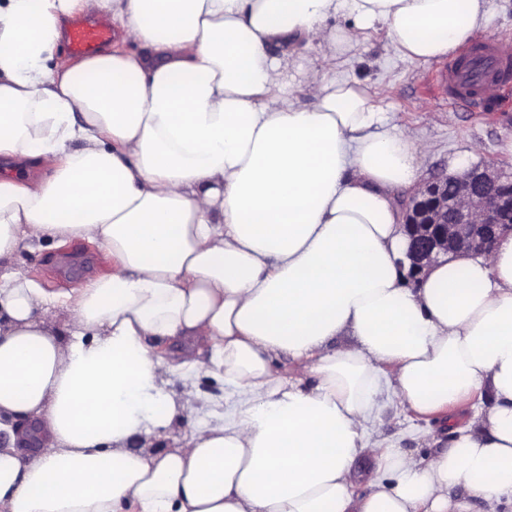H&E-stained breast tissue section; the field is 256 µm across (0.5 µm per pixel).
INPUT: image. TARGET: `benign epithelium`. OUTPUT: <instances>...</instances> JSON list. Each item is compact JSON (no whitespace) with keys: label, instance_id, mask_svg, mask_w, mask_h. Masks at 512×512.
<instances>
[{"label":"benign epithelium","instance_id":"1","mask_svg":"<svg viewBox=\"0 0 512 512\" xmlns=\"http://www.w3.org/2000/svg\"><path fill=\"white\" fill-rule=\"evenodd\" d=\"M404 227L414 279L441 254H490L512 232V171L481 164L432 180L410 197Z\"/></svg>","mask_w":512,"mask_h":512}]
</instances>
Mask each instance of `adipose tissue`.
<instances>
[{
    "label": "adipose tissue",
    "instance_id": "obj_1",
    "mask_svg": "<svg viewBox=\"0 0 512 512\" xmlns=\"http://www.w3.org/2000/svg\"><path fill=\"white\" fill-rule=\"evenodd\" d=\"M492 12L491 0H0V421L46 439L0 449V512L512 503V233L491 256L408 280L404 199L423 147L336 76L358 43L332 24L386 30L416 63L469 44ZM100 15L137 52L47 71L64 23ZM42 237L101 244L114 269L50 297L13 262ZM54 304L73 316L67 334ZM339 336L352 345L334 347ZM153 339L209 346L235 392L223 425L148 456L129 441L178 412ZM279 353L316 386L274 376ZM386 391L425 416L478 394L491 404L425 460L371 447Z\"/></svg>",
    "mask_w": 512,
    "mask_h": 512
}]
</instances>
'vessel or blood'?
Wrapping results in <instances>:
<instances>
[{"instance_id": "obj_1", "label": "vessel or blood", "mask_w": 512, "mask_h": 512, "mask_svg": "<svg viewBox=\"0 0 512 512\" xmlns=\"http://www.w3.org/2000/svg\"><path fill=\"white\" fill-rule=\"evenodd\" d=\"M112 39L110 28L101 21L73 24L65 41L72 56L97 54ZM512 74V53L492 40L480 41L460 60H452L439 73L449 97L474 110L487 106L486 94L499 81Z\"/></svg>"}]
</instances>
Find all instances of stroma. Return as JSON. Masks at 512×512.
Masks as SVG:
<instances>
[{
    "label": "stroma",
    "mask_w": 512,
    "mask_h": 512,
    "mask_svg": "<svg viewBox=\"0 0 512 512\" xmlns=\"http://www.w3.org/2000/svg\"><path fill=\"white\" fill-rule=\"evenodd\" d=\"M354 53L336 61V73L363 82L374 103L392 115L396 124L411 128L426 147L422 157L424 180L447 175L452 158L465 155L470 163L493 162L508 165L500 148L512 138V81L492 90L494 108L470 111L464 105L437 97L429 90L436 63H402L391 59L385 49L387 35L377 31L359 36ZM48 293L60 294L80 287L98 275L110 272L112 261L104 247L87 242L64 245L32 239L15 256ZM165 389L181 408L168 431L145 435L140 449L148 454L181 445L183 439L201 426L224 422V400L231 388L216 369L203 372L186 370L169 377ZM486 398L454 408L451 416H422L396 397L384 394L378 399L371 426V442L394 446L417 456L431 458L437 440H448L449 420L467 424Z\"/></svg>",
    "instance_id": "35a3bbf8"
}]
</instances>
